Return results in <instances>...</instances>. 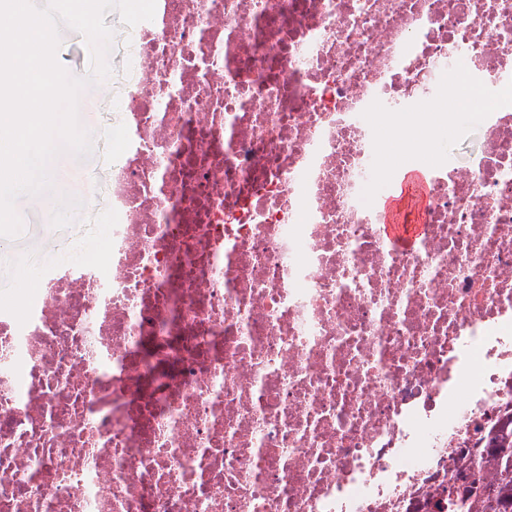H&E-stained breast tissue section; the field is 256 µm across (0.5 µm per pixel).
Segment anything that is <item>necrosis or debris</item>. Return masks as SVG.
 I'll return each instance as SVG.
<instances>
[{
    "instance_id": "obj_1",
    "label": "necrosis or debris",
    "mask_w": 512,
    "mask_h": 512,
    "mask_svg": "<svg viewBox=\"0 0 512 512\" xmlns=\"http://www.w3.org/2000/svg\"><path fill=\"white\" fill-rule=\"evenodd\" d=\"M100 258L0 316V512H439L512 410V0H156ZM484 115L412 249L385 114ZM381 146L375 157L378 169L391 170L394 180L372 188L367 202L376 204L377 197L399 176L402 167L395 162L386 161L385 130L377 120ZM414 208H410L412 202ZM380 209L384 214L385 233L405 246L411 245L420 235L423 215L429 206L428 175L418 169L404 170L391 190L381 197Z\"/></svg>"
}]
</instances>
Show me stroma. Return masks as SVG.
Instances as JSON below:
<instances>
[{
  "instance_id": "stroma-1",
  "label": "stroma",
  "mask_w": 512,
  "mask_h": 512,
  "mask_svg": "<svg viewBox=\"0 0 512 512\" xmlns=\"http://www.w3.org/2000/svg\"><path fill=\"white\" fill-rule=\"evenodd\" d=\"M111 28L114 35L107 61L112 79L88 87L79 100V120L92 134L93 151L84 159L68 155L59 161L61 172L78 171L84 176L83 181L65 186L74 221L70 224L53 223L50 218L53 201L45 198L39 202V215L25 220L18 236L22 246L41 245L50 249L49 267L54 273L63 266L78 267L98 256L102 217L111 208L107 185L112 162L120 147L123 124L116 105L132 75L129 68L131 44L119 35V23H112ZM482 123V112L456 114L446 137L436 143L439 158L467 164L478 150Z\"/></svg>"
}]
</instances>
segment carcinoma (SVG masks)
<instances>
[{
    "instance_id": "1",
    "label": "carcinoma",
    "mask_w": 512,
    "mask_h": 512,
    "mask_svg": "<svg viewBox=\"0 0 512 512\" xmlns=\"http://www.w3.org/2000/svg\"><path fill=\"white\" fill-rule=\"evenodd\" d=\"M447 512H512V415L486 433L483 448H473L459 470L448 474Z\"/></svg>"
}]
</instances>
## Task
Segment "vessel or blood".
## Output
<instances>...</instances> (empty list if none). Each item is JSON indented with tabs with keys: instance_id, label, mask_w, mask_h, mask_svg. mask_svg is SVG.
<instances>
[{
	"instance_id": "1",
	"label": "vessel or blood",
	"mask_w": 512,
	"mask_h": 512,
	"mask_svg": "<svg viewBox=\"0 0 512 512\" xmlns=\"http://www.w3.org/2000/svg\"><path fill=\"white\" fill-rule=\"evenodd\" d=\"M429 206L428 176L424 171H403L391 190L382 196L380 209L384 214L385 233L402 243L411 245L422 231V218ZM44 257H26L11 264L10 280L17 281L43 273Z\"/></svg>"
}]
</instances>
